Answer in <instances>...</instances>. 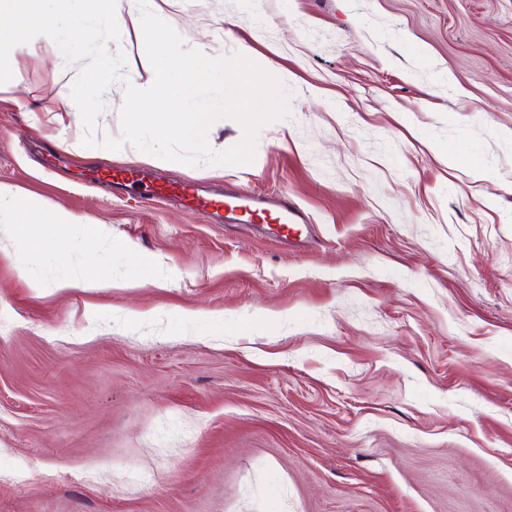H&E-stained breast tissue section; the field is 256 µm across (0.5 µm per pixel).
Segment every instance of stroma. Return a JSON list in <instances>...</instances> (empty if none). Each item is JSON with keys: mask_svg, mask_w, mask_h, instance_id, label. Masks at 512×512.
Masks as SVG:
<instances>
[{"mask_svg": "<svg viewBox=\"0 0 512 512\" xmlns=\"http://www.w3.org/2000/svg\"><path fill=\"white\" fill-rule=\"evenodd\" d=\"M155 2L292 114L249 165L91 157L79 64L11 51L0 184L46 210L0 234V512H512V0ZM121 169L288 201L306 245ZM58 206L83 223L34 254ZM112 278L107 275H99L93 278H70L55 283L54 288L59 291L85 290L89 288L112 287Z\"/></svg>", "mask_w": 512, "mask_h": 512, "instance_id": "obj_1", "label": "stroma"}]
</instances>
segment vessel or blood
Masks as SVG:
<instances>
[{"label": "vessel or blood", "mask_w": 512, "mask_h": 512, "mask_svg": "<svg viewBox=\"0 0 512 512\" xmlns=\"http://www.w3.org/2000/svg\"><path fill=\"white\" fill-rule=\"evenodd\" d=\"M153 195L160 198H177L188 206L213 209L223 212V220L229 224H248L261 209L257 202L249 197L238 194H203L195 183L184 181L152 186Z\"/></svg>", "instance_id": "1"}]
</instances>
